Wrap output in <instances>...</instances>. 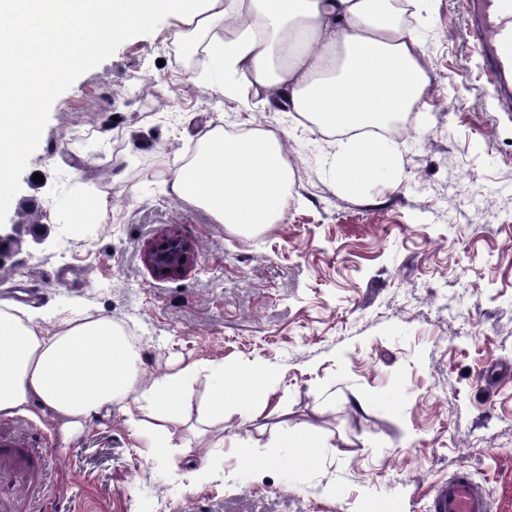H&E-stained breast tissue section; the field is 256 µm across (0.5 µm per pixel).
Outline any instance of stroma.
<instances>
[{"label": "stroma", "instance_id": "obj_1", "mask_svg": "<svg viewBox=\"0 0 512 512\" xmlns=\"http://www.w3.org/2000/svg\"><path fill=\"white\" fill-rule=\"evenodd\" d=\"M431 83L398 134L396 180L344 193L332 137L274 105L239 110L224 76L189 66L175 16L110 42L41 104L24 167L0 195V301L30 288L47 329L108 316L132 336L144 381L196 366L176 446L148 455L127 399L59 447L40 413L0 418L44 448L56 512H429L467 469L492 512H512V112L498 111L464 0H429ZM280 129L290 165L284 219L244 235L171 193L166 178L208 123ZM104 218L66 221L74 199ZM176 228L197 270L155 279L144 245ZM268 368L257 411L228 401L200 420L216 367ZM326 442L315 459L283 433ZM253 447L240 462L232 441ZM208 470L198 478V470Z\"/></svg>", "mask_w": 512, "mask_h": 512}]
</instances>
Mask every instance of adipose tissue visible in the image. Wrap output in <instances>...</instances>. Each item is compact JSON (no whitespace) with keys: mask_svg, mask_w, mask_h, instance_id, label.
<instances>
[{"mask_svg":"<svg viewBox=\"0 0 512 512\" xmlns=\"http://www.w3.org/2000/svg\"><path fill=\"white\" fill-rule=\"evenodd\" d=\"M426 0H0V185L20 164L21 132L34 129L20 103H37L65 69L91 58L92 42L72 36L73 21L109 30L113 39L175 16L176 44L202 49L224 74V96L249 110L275 104L338 141L332 167L348 192L387 176L399 162L397 142L368 136L380 119L409 112L429 77L420 37ZM171 192L244 232L282 220L290 171L282 132L246 136L210 123L197 151L169 177ZM138 355L124 332L102 315L43 328L38 315L0 301V415L31 410L49 417L63 447L131 392L153 408L157 426L145 446L173 447L168 422L181 415L178 394L192 368L137 388ZM235 398L255 407L269 392L270 372L234 374Z\"/></svg>","mask_w":512,"mask_h":512,"instance_id":"adipose-tissue-1","label":"adipose tissue"}]
</instances>
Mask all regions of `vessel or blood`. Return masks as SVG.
Instances as JSON below:
<instances>
[{
    "label": "vessel or blood",
    "mask_w": 512,
    "mask_h": 512,
    "mask_svg": "<svg viewBox=\"0 0 512 512\" xmlns=\"http://www.w3.org/2000/svg\"><path fill=\"white\" fill-rule=\"evenodd\" d=\"M475 54L494 100L512 112V0H466ZM49 466L42 451L11 430L0 432V512H29L45 495ZM431 512H491L485 490L468 470L438 485Z\"/></svg>",
    "instance_id": "1"
}]
</instances>
